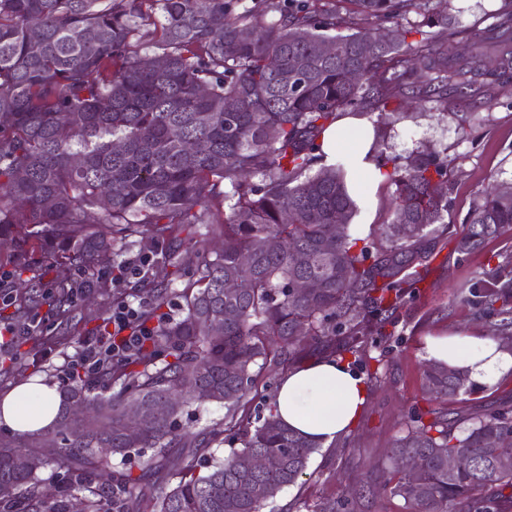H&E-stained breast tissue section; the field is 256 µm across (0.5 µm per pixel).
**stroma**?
<instances>
[{"instance_id":"1","label":"stroma","mask_w":512,"mask_h":512,"mask_svg":"<svg viewBox=\"0 0 512 512\" xmlns=\"http://www.w3.org/2000/svg\"><path fill=\"white\" fill-rule=\"evenodd\" d=\"M502 0H425L411 6L397 18L399 26H412L430 19H445L457 38L448 51L468 54L466 32L492 25V13ZM369 118L380 133L377 151L383 157L407 163L425 150L448 160L450 186L444 221L452 231L462 232L469 215L491 184L512 185V82L494 91L492 106H479L449 98L447 108L427 102L411 105L403 113L373 112ZM428 273L421 283L419 298L406 303L394 315L395 336L371 348L363 366L364 376L378 374L371 385L369 400L346 441L312 454L305 475L285 488L274 503L275 512H318L332 499L350 498L351 512H405L401 499L383 493L389 477L390 448L403 433V420L412 406L424 405L428 393L422 376L426 364L424 340L443 334H481L492 330L491 322L478 310L470 294L488 278L497 265L512 268V238L488 240L470 257H460L445 237H431ZM120 300L149 304L150 294H133L129 284L113 287L103 280L88 296L76 297L70 311L81 323V335H69L54 310L37 309L41 329L52 341L43 345L40 377L56 385L67 381L69 360L75 359L82 339L96 329L98 317H109ZM512 404V376L501 379L492 389L460 396L453 409L459 414L482 412Z\"/></svg>"}]
</instances>
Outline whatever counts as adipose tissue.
Wrapping results in <instances>:
<instances>
[{"label":"adipose tissue","mask_w":512,"mask_h":512,"mask_svg":"<svg viewBox=\"0 0 512 512\" xmlns=\"http://www.w3.org/2000/svg\"><path fill=\"white\" fill-rule=\"evenodd\" d=\"M318 154L324 164L344 165L349 179L378 187L383 176L372 160L370 122L347 115L326 128ZM429 361L465 372L470 382L491 386L512 373V348L490 336L454 334L425 339ZM368 397L363 375L325 357L289 369L275 396L281 422L309 440L329 446L356 424ZM62 407L58 387L42 378L23 382L0 398V425L24 434L51 426Z\"/></svg>","instance_id":"adipose-tissue-1"}]
</instances>
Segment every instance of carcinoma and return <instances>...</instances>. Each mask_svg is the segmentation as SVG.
<instances>
[{
	"label": "carcinoma",
	"instance_id": "cac0c4a2",
	"mask_svg": "<svg viewBox=\"0 0 512 512\" xmlns=\"http://www.w3.org/2000/svg\"><path fill=\"white\" fill-rule=\"evenodd\" d=\"M352 2L356 21L341 33L336 11L306 2L268 16L239 0H0V262L52 260L50 300L66 321L77 278L118 262L120 247L145 237L167 246L135 285L156 289L158 309L187 261L179 235L205 224L223 238L214 255L196 253L178 291L181 314L161 324L151 346L108 365L98 392L72 376L65 410L43 436L0 435V512H262L305 473L320 444L282 425L272 403L252 414L251 389L308 347L358 362L391 338L390 317L419 296L421 243L448 210L437 185L447 183L449 163L422 152L386 173L385 243L353 236L345 170L315 168L318 138L342 114L408 98L445 109L452 91L489 103L512 78V2L495 11L493 29L470 32L464 58L448 57L446 23L376 40L375 26L422 0ZM352 68L362 72L358 84L347 79ZM511 232L512 187L494 188L456 251L468 256ZM303 279L323 288L302 295ZM226 281L237 288L224 291ZM13 284L16 300L37 303L39 281L17 275ZM471 295L508 334L512 286ZM424 377L443 405L407 413L385 488L406 512H448L453 503L508 512L512 460L497 448L512 439V405L452 420L448 401L471 391L467 376L431 364ZM162 399L168 416L128 432L130 407ZM205 402L224 405V421L176 433L177 413ZM220 439L241 447L200 472L202 452ZM176 446L178 481L166 489ZM454 453L470 467L448 472ZM116 455L138 457L140 474L115 472ZM256 455L274 466L241 467ZM408 456L419 459L417 471L398 466ZM51 467L66 480L48 496Z\"/></svg>",
	"mask_w": 512,
	"mask_h": 512
}]
</instances>
